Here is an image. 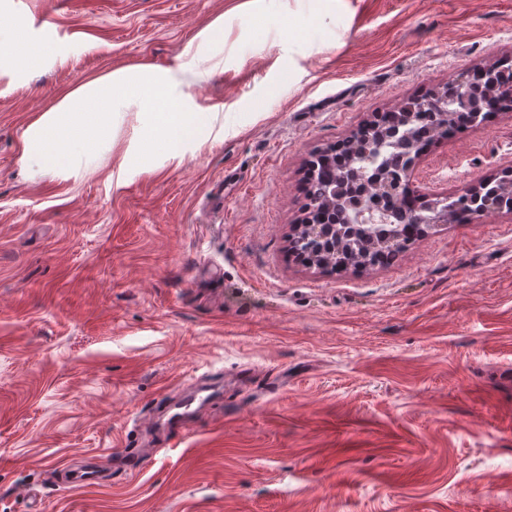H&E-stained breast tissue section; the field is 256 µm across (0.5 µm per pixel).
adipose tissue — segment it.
<instances>
[{
	"label": "adipose tissue",
	"instance_id": "1",
	"mask_svg": "<svg viewBox=\"0 0 512 512\" xmlns=\"http://www.w3.org/2000/svg\"><path fill=\"white\" fill-rule=\"evenodd\" d=\"M204 72L143 66L108 71L62 92L21 135V163L38 174L77 176L87 173L84 159L106 160L119 136H126V160L182 163L192 148L210 136H222L224 116L188 112L184 88L203 80ZM182 104L179 112L142 108L137 93Z\"/></svg>",
	"mask_w": 512,
	"mask_h": 512
}]
</instances>
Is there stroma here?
Wrapping results in <instances>:
<instances>
[{
	"label": "stroma",
	"instance_id": "obj_1",
	"mask_svg": "<svg viewBox=\"0 0 512 512\" xmlns=\"http://www.w3.org/2000/svg\"><path fill=\"white\" fill-rule=\"evenodd\" d=\"M0 512H512V211L393 266L293 261L312 155L512 55V0H0ZM217 50L192 39L215 20ZM207 70L224 134L181 166L32 176L21 133L110 70ZM512 167V109L416 191ZM139 439L143 470L111 467ZM97 459L102 483L59 469ZM1 49L17 56H29L33 59L44 54V51L27 37L25 30L18 28L11 29L10 39L6 43L1 42Z\"/></svg>",
	"mask_w": 512,
	"mask_h": 512
}]
</instances>
